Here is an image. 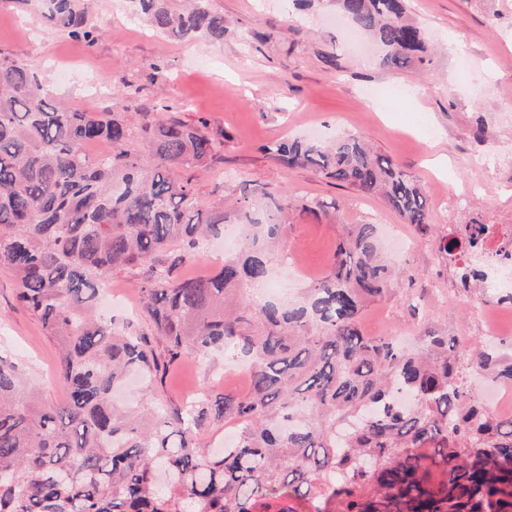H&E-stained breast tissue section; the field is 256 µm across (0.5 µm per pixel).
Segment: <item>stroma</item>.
Segmentation results:
<instances>
[{
  "label": "stroma",
  "instance_id": "obj_1",
  "mask_svg": "<svg viewBox=\"0 0 512 512\" xmlns=\"http://www.w3.org/2000/svg\"><path fill=\"white\" fill-rule=\"evenodd\" d=\"M223 12L224 40H175L157 35L126 0H93L89 10L99 34L94 46L46 26L36 13L0 0V55L39 68L50 94L72 106L109 109L132 124L161 106L184 121L205 120L220 138L217 160L199 170L195 193L204 205L223 204L225 228L237 221L242 200L289 194L295 202L336 198L335 213L292 212L282 228L270 267L288 299L328 273L348 224H376L404 238L392 261L413 279L367 304L361 329L368 336L409 333L417 348L424 326L452 336H477L482 293L460 292L458 266L432 261L440 239L459 224L480 219L512 224L508 170L493 166L498 152H512V119L499 107L512 101V0H409L410 18L431 46L426 64L381 65V49L357 53L345 44V22L336 0H210ZM160 72H153V64ZM124 87H115L116 78ZM484 141H476L477 123ZM365 137L424 188L433 230L413 232L381 198L362 197L323 179L308 167L287 169L265 144L289 136ZM470 193L469 207L455 197ZM16 281L0 271V350L37 381L42 398H65L58 382L57 346L15 300ZM248 381L229 374L222 355L187 360L168 374L163 398L179 404L208 391L241 395Z\"/></svg>",
  "mask_w": 512,
  "mask_h": 512
}]
</instances>
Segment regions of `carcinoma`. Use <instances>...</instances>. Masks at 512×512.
I'll return each mask as SVG.
<instances>
[{
	"label": "carcinoma",
	"mask_w": 512,
	"mask_h": 512,
	"mask_svg": "<svg viewBox=\"0 0 512 512\" xmlns=\"http://www.w3.org/2000/svg\"><path fill=\"white\" fill-rule=\"evenodd\" d=\"M95 45L88 0H11ZM165 37L224 41V14L209 0H128ZM386 49L388 67L427 62L421 28L404 0H337ZM166 112L131 125L52 97L34 64L0 57V270L16 298L60 347L67 400L48 404L38 385L0 354V512H512V418L489 412L464 379L477 370L512 384V358L461 349L427 328L409 351L360 328L365 304L401 272L380 249L377 226L349 224L330 272L293 305L255 301L285 216L237 211L240 251L207 277L182 267L224 224L205 210L190 170L211 164L216 139ZM103 141L111 153L90 156ZM142 144L146 154L133 146ZM284 167H310L361 196H381L425 235L423 189L358 136L329 144L265 145ZM336 199L302 205L316 216ZM484 224L440 239L454 259L483 246ZM139 268L140 316L151 336L96 311L112 271ZM215 353L246 358L243 397L210 392L185 406L157 401L169 369ZM233 420L238 441L211 454L207 425ZM441 470L434 480L430 467Z\"/></svg>",
	"instance_id": "cac0c4a2"
}]
</instances>
